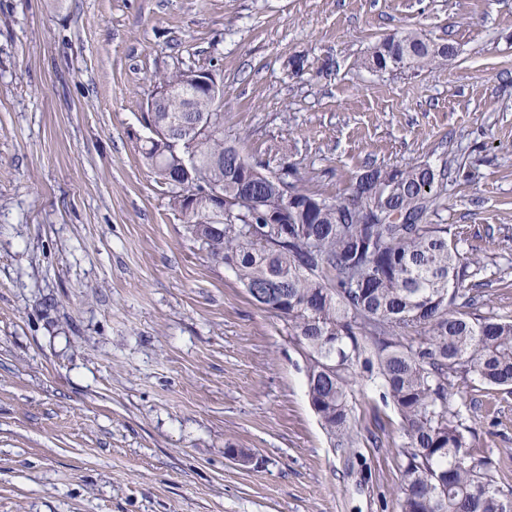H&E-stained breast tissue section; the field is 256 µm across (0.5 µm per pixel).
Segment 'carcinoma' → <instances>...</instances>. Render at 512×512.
I'll use <instances>...</instances> for the list:
<instances>
[{
    "label": "carcinoma",
    "instance_id": "carcinoma-1",
    "mask_svg": "<svg viewBox=\"0 0 512 512\" xmlns=\"http://www.w3.org/2000/svg\"><path fill=\"white\" fill-rule=\"evenodd\" d=\"M454 54L451 43L426 42L412 30L377 44L370 68L433 67ZM186 70L155 78L171 89L155 118L179 126L204 121L212 102L186 82ZM145 165L159 173L172 156L145 145ZM189 163L224 188L228 209L202 203L181 213L200 226L209 258L233 270L265 309L284 317L306 360L309 400L338 446L352 445L348 391L361 367L384 388L402 422L404 487L400 512H512V496L470 451L458 415L448 407L457 378L512 389V321L487 316L461 292L471 262L448 242V225L430 224L439 177L428 164L366 165L346 198L306 186L297 170L249 162L224 140V124L199 135ZM254 167L252 193L240 185L241 164ZM291 196L305 211L269 224L264 205ZM271 285L278 301L253 295Z\"/></svg>",
    "mask_w": 512,
    "mask_h": 512
}]
</instances>
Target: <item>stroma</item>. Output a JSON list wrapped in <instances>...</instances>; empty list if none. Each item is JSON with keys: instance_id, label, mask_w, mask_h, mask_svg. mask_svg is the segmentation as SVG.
I'll use <instances>...</instances> for the list:
<instances>
[{"instance_id": "stroma-1", "label": "stroma", "mask_w": 512, "mask_h": 512, "mask_svg": "<svg viewBox=\"0 0 512 512\" xmlns=\"http://www.w3.org/2000/svg\"><path fill=\"white\" fill-rule=\"evenodd\" d=\"M409 28L456 56L364 66ZM178 68L216 73L245 156L327 196L369 163L446 170L429 221L512 320V0H0V512H399L390 397L358 377L337 447L283 317L140 160ZM448 406L512 492V394L458 380Z\"/></svg>"}]
</instances>
